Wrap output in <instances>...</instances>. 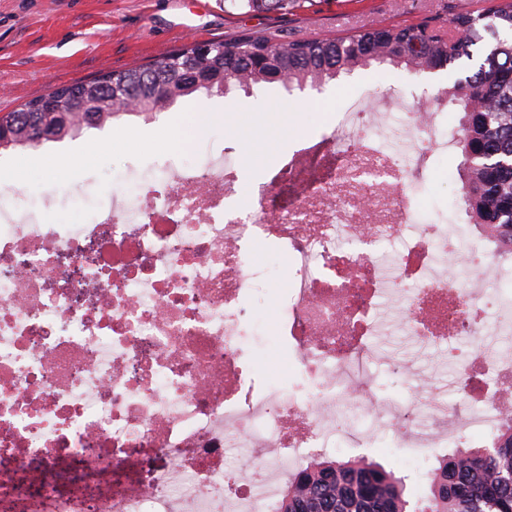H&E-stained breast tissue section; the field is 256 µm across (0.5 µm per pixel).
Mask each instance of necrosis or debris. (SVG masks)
Here are the masks:
<instances>
[{"mask_svg": "<svg viewBox=\"0 0 512 512\" xmlns=\"http://www.w3.org/2000/svg\"><path fill=\"white\" fill-rule=\"evenodd\" d=\"M439 105L359 103L330 149L258 184L240 207L231 150L202 167L165 170L131 189L104 191L86 224H20L0 194V462L31 471L39 512H84L46 484L75 458L124 474L97 481V512H275L289 473L341 434L358 448L367 418L389 414L394 445L459 448L463 429L432 432L446 401L378 398L364 372L387 306L421 349L443 351L463 404L495 430L512 407V348L483 342L482 319L512 329V306L469 283L490 256L471 248L458 282L436 275L454 247L447 228L422 224L416 174L438 136ZM402 236L394 260L381 250ZM287 260L279 314L289 389L260 383L264 338L245 307L261 275L256 246ZM243 449L239 468L226 451Z\"/></svg>", "mask_w": 512, "mask_h": 512, "instance_id": "1", "label": "necrosis or debris"}]
</instances>
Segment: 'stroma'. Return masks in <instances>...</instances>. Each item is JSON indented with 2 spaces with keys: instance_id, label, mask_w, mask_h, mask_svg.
<instances>
[{
  "instance_id": "obj_1",
  "label": "stroma",
  "mask_w": 512,
  "mask_h": 512,
  "mask_svg": "<svg viewBox=\"0 0 512 512\" xmlns=\"http://www.w3.org/2000/svg\"><path fill=\"white\" fill-rule=\"evenodd\" d=\"M207 2L200 9L194 0H0V116L51 88L146 63L190 39L216 42L243 30L291 38L341 37L373 23L404 26L431 18L444 23L452 14L476 7L474 0H305L303 6L285 11L229 14L224 0ZM183 19L193 23V30L178 29ZM472 68L465 61L411 75L374 65L318 89L290 92L275 82L252 95L239 89L225 95L199 92L147 119L126 117L36 149L0 153V189H16L17 220H29L31 199L50 195L55 199L49 211L52 222L84 224L88 213L83 203L100 191L143 181L161 169L199 167L231 147L240 158L237 191L245 204L257 183L269 181L298 155L320 149L354 101L373 108L395 97L429 101ZM287 112L297 113V121L284 124ZM202 113L216 120L207 134L195 135L187 149L170 144L172 128L196 126ZM461 161L458 148L429 150L416 201L426 223L447 225L465 250L478 239L464 210ZM257 259L266 274L250 306L274 338L286 299L287 266L267 244L258 247ZM378 344L381 356L371 367V380L379 396L409 402L443 395L453 372L437 350L411 347L392 325ZM406 354L413 358L411 375L390 373L388 362ZM373 436V447L364 451L340 439L328 453L343 460L361 453L381 463L405 478L412 507H423L428 473L440 449L392 447L393 427L384 422L376 424Z\"/></svg>"
}]
</instances>
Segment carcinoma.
<instances>
[{
	"label": "carcinoma",
	"mask_w": 512,
	"mask_h": 512,
	"mask_svg": "<svg viewBox=\"0 0 512 512\" xmlns=\"http://www.w3.org/2000/svg\"><path fill=\"white\" fill-rule=\"evenodd\" d=\"M225 7L250 11L288 8L295 0H224ZM494 46L477 70L446 88L443 101L462 113L453 145L461 150L462 195L469 222L512 260V0L458 12L448 33L438 20L403 27L371 26L343 38L289 39L245 30L197 55L194 44L180 55L164 54L147 65L110 71L70 85L92 103L88 112L71 111L70 97L56 95L55 112H41L36 97L0 118L11 123L0 151L35 147L75 136L129 113L150 115L203 89L196 76L238 73L224 93L244 91L288 79V90L320 86L374 62L409 74L438 71L474 60L485 39ZM404 479L374 460H337L320 455L291 473L276 512H407ZM421 512H512V414L491 435V446L455 449L438 460L430 476L427 505Z\"/></svg>",
	"instance_id": "carcinoma-1"
}]
</instances>
